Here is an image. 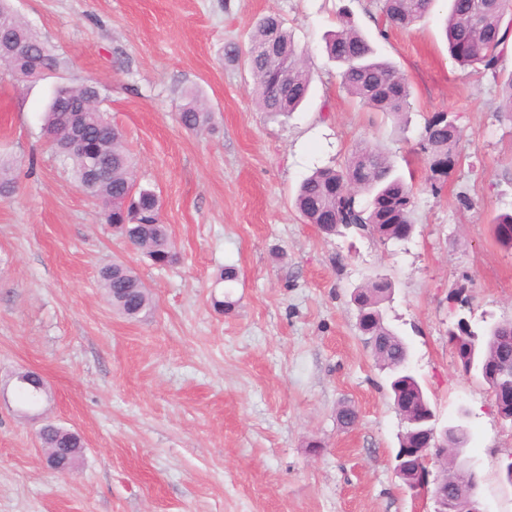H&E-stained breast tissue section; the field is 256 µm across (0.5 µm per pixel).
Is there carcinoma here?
I'll list each match as a JSON object with an SVG mask.
<instances>
[{"mask_svg":"<svg viewBox=\"0 0 512 512\" xmlns=\"http://www.w3.org/2000/svg\"><path fill=\"white\" fill-rule=\"evenodd\" d=\"M445 23L450 55L463 65H477L483 74L491 75L499 88V107L512 115V73L501 76L499 61L507 50L512 25L505 23L508 0H450ZM381 11L390 26L407 28L423 19L431 10L433 0H380ZM14 17V28L27 44L28 58L39 60L52 70L60 64L49 42L14 16L9 0H0V17ZM276 49L275 53L268 48ZM328 55L342 66L341 85L358 103L377 112L398 115L405 111L410 95L403 76L390 63L374 57L368 40L353 26L346 24L326 42ZM248 58L255 77L256 96L263 111L285 115L306 98L310 77L294 46L283 21L269 15L259 23L251 40ZM104 97L95 82L78 87L60 84L46 107V135L79 187L88 195L112 202L104 213L105 224L112 235L132 246L153 265L164 268L179 260L176 246L166 225L160 220L161 200L152 189L137 185L133 162L124 145L121 128L112 123L102 108ZM79 119L84 137L91 145L108 153L111 170L108 176L93 186H85L88 155L71 151L66 140L73 119ZM210 120L209 112L192 96L179 113L181 125L191 131H204ZM460 131L455 121L442 113L429 118L424 127L421 150L430 154L433 175L442 176L455 165V147ZM15 189L11 164L0 160V197ZM368 197L362 203V196ZM414 200L413 181L398 173L387 157L369 145L357 147L345 163L337 168H318L300 184L295 206L308 224L316 225L326 234L340 229L367 232L386 244L413 231L410 219ZM496 243L512 251V214H502L492 221ZM99 286L112 308L129 319H139L155 307L150 291L134 270L122 261L114 260L99 270ZM237 280L236 269L223 268L217 281L225 284V299L215 301L219 309L229 310L232 284ZM393 284L378 276L355 289L353 303L360 304L358 328L376 361L388 373L393 404L408 384L416 386L413 407L397 409L404 425L411 417L422 414L431 404L417 379L407 371L408 346L383 317L384 304L391 299ZM457 345L458 360L463 372L482 379L488 388H498L507 397L497 403V412L512 418V376L503 377L502 368L512 369V321H499L478 334L460 327L449 334ZM30 373L20 372L19 390L24 401L36 406L43 392L27 383ZM39 440L49 448H83L76 433L48 422L39 430Z\"/></svg>","mask_w":512,"mask_h":512,"instance_id":"carcinoma-1","label":"carcinoma"}]
</instances>
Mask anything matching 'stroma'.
<instances>
[{"label":"stroma","instance_id":"obj_1","mask_svg":"<svg viewBox=\"0 0 512 512\" xmlns=\"http://www.w3.org/2000/svg\"><path fill=\"white\" fill-rule=\"evenodd\" d=\"M11 3L61 64L27 83L0 66V156L17 182L0 199V512H433L393 470L400 416L351 301L379 274L394 284L387 322L441 425L467 429L485 512H512L501 478L512 425L448 341L459 317L477 332L512 319V251L490 227L512 213V115L488 76L449 56L448 0L407 29L387 26L379 0ZM344 11L408 82L403 114L370 112L342 89L324 45ZM268 15L283 18L311 79L287 116L260 108L246 60L224 58L231 43L247 52ZM89 80L125 133L138 184L161 199L173 267L113 239L43 134L54 86ZM192 90L211 114L201 133L178 119ZM441 112L460 137L454 167L433 183L419 140ZM361 144L414 176L408 239L326 235L293 205L312 170ZM115 259L150 288L149 320L104 299L98 269ZM227 265L236 305L222 313L215 276ZM26 370L48 386L27 417L15 380ZM344 406L358 413L353 427L337 419ZM47 419L84 441L69 472L42 460Z\"/></svg>","mask_w":512,"mask_h":512}]
</instances>
